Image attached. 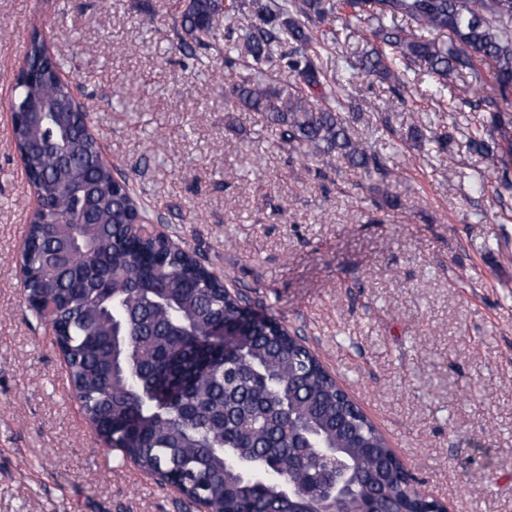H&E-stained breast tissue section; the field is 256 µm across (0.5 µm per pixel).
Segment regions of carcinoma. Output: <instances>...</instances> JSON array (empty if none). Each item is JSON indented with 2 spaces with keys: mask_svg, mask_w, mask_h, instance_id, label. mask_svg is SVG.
I'll return each mask as SVG.
<instances>
[{
  "mask_svg": "<svg viewBox=\"0 0 512 512\" xmlns=\"http://www.w3.org/2000/svg\"><path fill=\"white\" fill-rule=\"evenodd\" d=\"M182 52L197 58L200 35L235 19L242 0H184ZM252 18L230 29L224 53L227 96L267 112L278 143L307 156H341L353 169L388 175L351 135L346 101L367 77L396 82L390 105L408 103L403 73L420 70L446 86L464 70L486 71L501 100L512 95V0H251ZM372 21L377 44L346 60L345 78H327L322 51L338 33L313 35L311 24ZM448 41H443L442 37ZM54 53L32 33L26 58L37 68L17 100L47 109L18 117L14 143L25 152L42 200L27 230V290L39 311L56 317L76 398L105 426L112 447L150 473L176 480L184 497L210 512H322L320 499L293 493L345 469L354 487L341 512L417 509L411 487L387 459L385 439L346 401L311 352L258 320L227 351L214 331L239 323L248 297L224 292L198 256L166 240L132 237L125 225L144 209L129 181H114L96 141L78 130L71 85ZM294 78L286 109L270 103L272 76ZM493 113L508 138L497 100ZM490 175L505 174L512 143L477 131L472 139Z\"/></svg>",
  "mask_w": 512,
  "mask_h": 512,
  "instance_id": "carcinoma-1",
  "label": "carcinoma"
}]
</instances>
